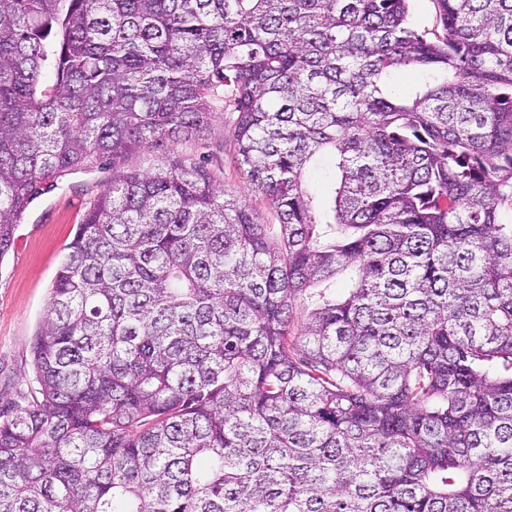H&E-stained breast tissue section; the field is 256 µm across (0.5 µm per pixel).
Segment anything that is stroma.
Segmentation results:
<instances>
[{
	"label": "stroma",
	"instance_id": "35a3bbf8",
	"mask_svg": "<svg viewBox=\"0 0 512 512\" xmlns=\"http://www.w3.org/2000/svg\"><path fill=\"white\" fill-rule=\"evenodd\" d=\"M234 112L219 115L200 141L182 142L176 149L196 153L212 147L209 167L218 184L257 209L265 204L253 186L231 167L218 144L228 141ZM112 178L109 167L96 166L68 175L58 187L37 199L15 232L14 244L0 262V407L26 406L40 386L31 366L30 343L49 299L56 271L91 198Z\"/></svg>",
	"mask_w": 512,
	"mask_h": 512
}]
</instances>
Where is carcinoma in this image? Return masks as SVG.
<instances>
[{"label": "carcinoma", "instance_id": "cac0c4a2", "mask_svg": "<svg viewBox=\"0 0 512 512\" xmlns=\"http://www.w3.org/2000/svg\"><path fill=\"white\" fill-rule=\"evenodd\" d=\"M409 2L0 0V260L112 165L0 512H512V0ZM226 108L275 224L174 150ZM410 18L414 26L420 30H427L431 33L428 36L434 37L432 33L442 35L443 30L437 19L436 4L434 0H413L411 1Z\"/></svg>", "mask_w": 512, "mask_h": 512}]
</instances>
